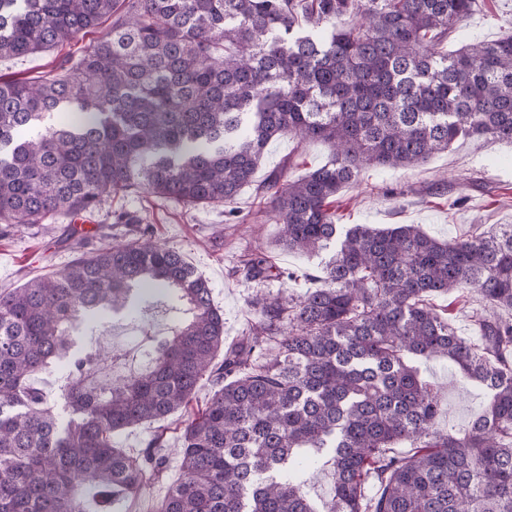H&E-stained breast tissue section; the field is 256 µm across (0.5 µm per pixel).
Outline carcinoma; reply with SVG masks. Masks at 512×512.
<instances>
[{"mask_svg": "<svg viewBox=\"0 0 512 512\" xmlns=\"http://www.w3.org/2000/svg\"><path fill=\"white\" fill-rule=\"evenodd\" d=\"M116 0H0V58L48 52ZM476 0H127L109 36L53 77L0 80V224H43L133 192L235 208L256 186L284 249L322 257L321 285L257 297L224 347V313L183 255L142 234L0 293V512H98L167 472L164 432L131 456L116 433L186 413L180 473L155 512H512V224L439 240L414 224H341L332 203L367 168L426 162L463 136L512 143V36L444 50ZM330 159L255 182L273 139ZM248 279L291 280L262 253ZM484 301L482 344L437 295ZM183 314L135 373L70 353L82 327L158 302ZM448 361L486 392L441 431L418 363ZM63 364V412L30 386ZM203 407L192 409L202 385ZM334 475L321 508L297 456ZM374 494L366 493L368 484Z\"/></svg>", "mask_w": 512, "mask_h": 512, "instance_id": "obj_1", "label": "carcinoma"}]
</instances>
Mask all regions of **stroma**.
<instances>
[{
  "label": "stroma",
  "mask_w": 512,
  "mask_h": 512,
  "mask_svg": "<svg viewBox=\"0 0 512 512\" xmlns=\"http://www.w3.org/2000/svg\"><path fill=\"white\" fill-rule=\"evenodd\" d=\"M111 27V20L106 19L53 51L0 60V78L51 77L61 63L78 61ZM508 34H512V0H477L473 14L450 34L445 47L456 49L468 37L494 40ZM329 157L327 146L320 141L282 138L267 146L257 176L262 179L280 170L294 178L325 164ZM335 208L345 224L377 228L417 224L427 234L442 238L466 237L512 224V145L485 137L461 138L448 151L414 168L364 170L357 182L337 195ZM236 209L238 217L229 224L220 207L188 211L171 201L132 193L106 201L85 224L65 218L49 226H14L0 234V293L31 277L64 269L72 258L67 235L83 238L92 250L135 237L139 224L145 223L151 225L155 241L180 251L208 280L213 300L224 312V343L234 345L256 320L250 304L256 289L272 296L302 295L312 287L311 276L318 266L317 259L278 246L277 225L257 223L259 204L254 189H244ZM121 211L129 214L130 223H115L114 215ZM259 252L290 271L292 280L254 282L235 275L244 255ZM434 304L447 312L458 335L480 341L476 316L484 304L477 292L465 288L436 297ZM109 327L115 345L131 350L160 339L165 320L158 315L144 323L118 313ZM421 371L438 388L440 428L461 427L481 410L483 392L460 381L446 361L424 363Z\"/></svg>",
  "instance_id": "obj_1"
}]
</instances>
